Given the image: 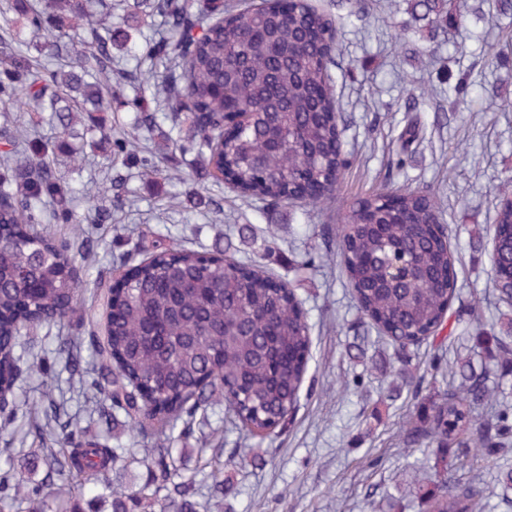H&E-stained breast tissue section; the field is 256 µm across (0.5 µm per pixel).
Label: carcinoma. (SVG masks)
Returning a JSON list of instances; mask_svg holds the SVG:
<instances>
[{
    "mask_svg": "<svg viewBox=\"0 0 512 512\" xmlns=\"http://www.w3.org/2000/svg\"><path fill=\"white\" fill-rule=\"evenodd\" d=\"M414 17L433 26L457 22L450 0H408ZM22 19L28 45L0 31V112H47L52 141L26 132L0 134V385L26 373L41 379L32 400L34 424H50L63 405L43 359L28 341L50 324L78 320L80 283L71 273L83 248L31 233L30 224H79L73 198L51 166L69 147L76 113L88 129L112 140L96 112L135 113L120 150L143 148L164 121L185 128L202 166L247 200L294 201L320 209L341 192L345 161L328 70L336 27L307 0H269L238 9L223 0H127L112 16V0H4L0 14ZM161 18L163 31L141 51L127 39L128 20ZM134 95H112V87ZM182 138L173 147H183ZM491 281L512 306V208L494 218ZM336 263L351 283L358 308L394 355L402 358L443 330L453 336L449 303L458 275L435 203L414 191L382 186L347 204ZM107 313L106 336L87 340L107 386L102 402L130 423L129 446L169 428L174 444L193 425L224 417L251 436L281 428L299 406L312 339L295 288L223 254L156 245L151 255L108 284L98 277ZM52 354L69 374L81 371L77 343L53 338ZM497 366L512 373V342L494 344ZM452 381L413 404L406 443L432 466V487L412 488L423 512H478L489 495L512 490L508 395L496 392L467 361L448 367ZM213 494L224 488L217 452L197 449ZM467 458L456 467L452 458ZM51 478L39 487L20 476L5 500H25L31 512H80L71 491L104 482L113 512H136L158 492L160 512L191 492L171 453L152 461L150 478L118 490L106 475L127 449L63 426L62 449L45 448Z\"/></svg>",
    "mask_w": 512,
    "mask_h": 512,
    "instance_id": "obj_1",
    "label": "carcinoma"
}]
</instances>
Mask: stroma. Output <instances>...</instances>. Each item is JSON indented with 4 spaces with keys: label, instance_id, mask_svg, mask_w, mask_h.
I'll return each instance as SVG.
<instances>
[{
    "label": "stroma",
    "instance_id": "35a3bbf8",
    "mask_svg": "<svg viewBox=\"0 0 512 512\" xmlns=\"http://www.w3.org/2000/svg\"><path fill=\"white\" fill-rule=\"evenodd\" d=\"M336 24L329 65L334 96L346 118L342 132L345 180L336 202L306 212L289 202H245L229 184L200 169L196 152L165 150L155 134L136 162H107L100 148H83L87 164L69 155L56 160L59 174L76 185L111 180L112 217L92 225L94 244L78 276L112 278L146 259L157 238L200 252L229 251L253 260L267 274L296 281L313 339L312 359L294 419L264 441L233 431L224 448L237 455L226 469L233 490L211 501L198 470L196 441H189L185 473L196 481L194 500L208 512H412L404 497L418 456L399 438L410 396L390 402L371 364L349 359L346 348L363 335L365 319L339 266L325 262V237L335 236L346 201L380 185L425 194L440 207L458 272L450 320L467 328L474 301L487 322L499 316L490 283V257L500 187L512 174V47L496 61L487 43L512 32V12L480 0H454L466 22L440 29L434 52L421 54L415 31L403 39L382 18L407 21L405 0H308ZM468 86L457 90L460 76ZM509 100L489 111L493 100ZM418 109L423 139L400 150L397 138ZM483 356L474 340L414 349L411 367L424 391L440 388L436 368L454 354ZM58 401L73 419L108 442L127 440L123 421L113 420L92 397L90 383L60 374ZM43 438L15 440L0 431V483L14 476L43 480Z\"/></svg>",
    "mask_w": 512,
    "mask_h": 512
}]
</instances>
